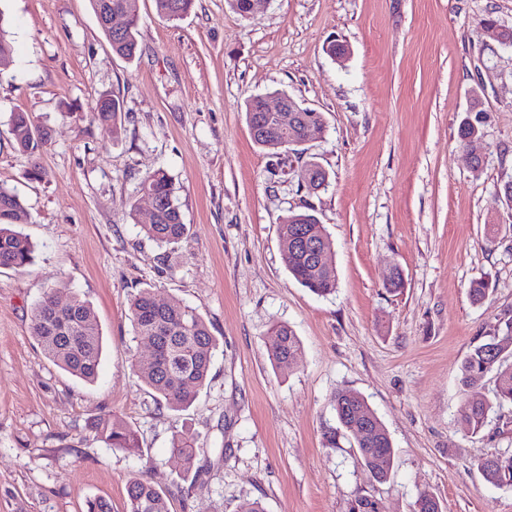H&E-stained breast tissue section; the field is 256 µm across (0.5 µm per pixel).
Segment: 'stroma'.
Segmentation results:
<instances>
[{
    "mask_svg": "<svg viewBox=\"0 0 512 512\" xmlns=\"http://www.w3.org/2000/svg\"><path fill=\"white\" fill-rule=\"evenodd\" d=\"M138 52L115 55L90 0H0L13 53L0 66V185L25 199L18 229L33 263L0 269V512H86L106 499L126 512L140 474L170 512H512V487L487 483L478 460L512 450V406L479 433L460 416L461 365L497 319L512 315V47L481 32L512 28V0H263L251 18L228 0H195L179 20L139 0ZM346 46L334 60L330 43ZM285 92L322 112L304 156L272 157L252 140L245 103ZM120 97V129L95 121L99 96ZM480 97L485 160L473 170L457 136ZM47 134L39 157L18 149L10 117ZM327 189L298 181L303 158ZM44 179L30 180L33 163ZM172 178L186 237L147 239L138 187ZM312 210L330 235L337 288L320 297L288 273L278 226ZM499 227L487 242L488 225ZM400 271V292L385 287ZM485 280L482 304L473 281ZM95 309L98 376L88 383L45 357L30 331L47 288ZM177 299L210 324V380L186 410L159 403L133 371L150 355L129 304L140 289ZM290 326L301 351L275 366L271 328ZM364 396L393 443L386 482L351 439L328 444L334 395ZM114 415L139 453L107 447L90 421ZM184 434L195 472L171 454Z\"/></svg>",
    "mask_w": 512,
    "mask_h": 512,
    "instance_id": "obj_1",
    "label": "stroma"
}]
</instances>
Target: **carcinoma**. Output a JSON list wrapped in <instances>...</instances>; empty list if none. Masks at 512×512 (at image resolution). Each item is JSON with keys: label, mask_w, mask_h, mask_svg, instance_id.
<instances>
[{"label": "carcinoma", "mask_w": 512, "mask_h": 512, "mask_svg": "<svg viewBox=\"0 0 512 512\" xmlns=\"http://www.w3.org/2000/svg\"><path fill=\"white\" fill-rule=\"evenodd\" d=\"M94 13L110 11L121 18V26L103 33L112 52L124 59L135 57L140 25L138 0H90ZM158 14L176 20L187 14L194 0H155ZM93 116L101 123L112 124L116 130L122 122L123 102L114 95H103L91 107ZM297 120L283 128L272 123L259 127L254 142L273 155L286 151L283 140L293 143L298 151L308 127H321L320 112H298ZM11 127L20 150L35 156L47 142L46 133L37 128L25 112L11 116ZM300 180L328 186L326 171L315 161L305 162L297 172ZM141 199L152 202L154 221L142 225L145 235L160 247L179 243L187 235L180 208L174 197L172 179L166 171L157 169L140 182ZM27 209L22 196L14 189L0 186V267L24 269L34 260L35 248L27 236L15 229ZM278 237L284 261L290 275L312 293L326 297L336 292V269L329 261L332 241L318 219L308 213H293L278 227ZM130 320L135 335L155 348V355L147 363L132 364L139 378L170 409L180 411L196 400L207 384L216 337L209 325L192 307L177 301L159 302L148 289L133 295L130 301ZM31 333L37 339L45 356L55 365L86 382L96 379L101 356V331L92 306L77 296L65 305H59L55 290L48 291L36 305ZM267 349L273 363L279 367L292 364L300 343L287 325H276L267 339ZM512 316L505 315L493 326V335L476 344L461 367L460 382L467 389L476 380L494 374L492 398L465 396L460 407L463 421L473 433L485 425L489 414L505 404H512ZM334 411L341 428L349 436L354 433L347 426L374 418L367 401L352 391L336 392ZM89 429L106 445L129 453L139 451L136 432L112 416L89 423ZM363 462L379 458L374 466V478L383 482L388 478L393 456V445L384 428H379L363 441H356ZM173 455L183 462L184 469L192 470L195 458L190 438L179 434L172 440ZM485 481L499 486H512V455L502 459L491 453L478 463ZM127 512H169L164 495L152 480L141 475L129 477L126 484Z\"/></svg>", "instance_id": "cac0c4a2"}]
</instances>
